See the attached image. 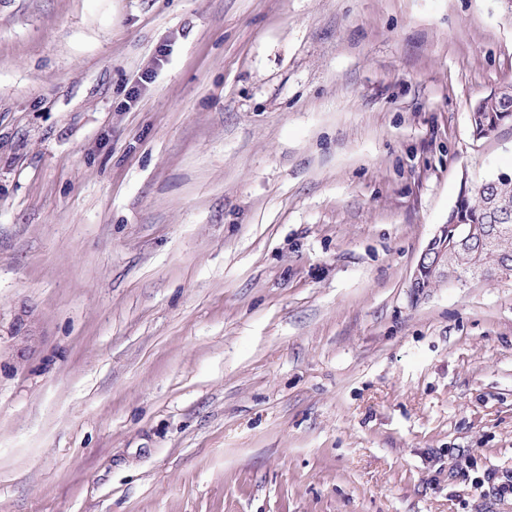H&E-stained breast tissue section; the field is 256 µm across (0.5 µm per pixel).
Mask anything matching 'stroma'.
Masks as SVG:
<instances>
[{"label": "stroma", "mask_w": 512, "mask_h": 512, "mask_svg": "<svg viewBox=\"0 0 512 512\" xmlns=\"http://www.w3.org/2000/svg\"><path fill=\"white\" fill-rule=\"evenodd\" d=\"M505 0H0V512H512ZM476 112H471L470 117L473 135L477 139L488 138L495 134L498 129L506 124L512 123V111L505 109L497 102L495 93L482 97L473 107ZM494 184H489L493 182ZM487 183L479 192L477 188ZM500 201H508L512 204V177L503 176L483 178L472 183L458 199V224H475L483 229L485 235L491 238L488 246L481 243L478 238L472 241H464L463 236L473 237L478 235L473 227L459 228L454 224H442L435 236L428 242L421 252L416 267L412 274V285L422 277L427 270H436L445 280L456 278L457 274L448 267V260L453 262L461 278L481 277L485 279L512 277V222L510 224H498L499 221L508 222L509 209L501 206L497 211L494 205ZM448 233V241L441 246L443 250L436 248V244Z\"/></svg>", "instance_id": "obj_1"}]
</instances>
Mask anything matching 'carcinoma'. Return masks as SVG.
Instances as JSON below:
<instances>
[{"label":"carcinoma","mask_w":512,"mask_h":512,"mask_svg":"<svg viewBox=\"0 0 512 512\" xmlns=\"http://www.w3.org/2000/svg\"><path fill=\"white\" fill-rule=\"evenodd\" d=\"M475 107L471 126L473 135L479 139L488 138L502 125L512 123V111L500 105L493 92L481 98ZM500 201L512 204L510 176L475 181L458 199V223L475 224L491 238L489 245L477 238L465 241L459 229L448 225V241L442 248L464 278L512 277V223H497L494 205Z\"/></svg>","instance_id":"cac0c4a2"}]
</instances>
